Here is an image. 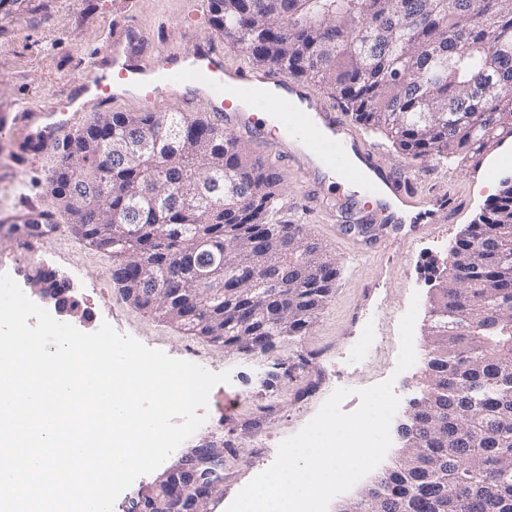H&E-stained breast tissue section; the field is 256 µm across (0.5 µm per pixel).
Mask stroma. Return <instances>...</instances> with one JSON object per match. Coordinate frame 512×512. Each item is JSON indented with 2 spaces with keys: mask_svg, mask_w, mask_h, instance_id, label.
<instances>
[{
  "mask_svg": "<svg viewBox=\"0 0 512 512\" xmlns=\"http://www.w3.org/2000/svg\"><path fill=\"white\" fill-rule=\"evenodd\" d=\"M209 18V11H196L190 0H7L0 6V216L22 212L24 202L46 196L60 161L55 153L20 162L13 136L17 112L63 98L76 74L84 72L89 53L104 48L116 22L136 21L149 50L162 51L214 38ZM371 141L381 148L387 166L406 171L418 191L452 184L465 201L462 211L433 234L354 264L346 258L353 239L337 227L360 223L362 200L337 214L331 226L322 215L304 210L306 186L283 175L280 204L298 208V222L308 225L340 275L313 326L264 352L244 354L210 343L133 306L112 280L111 258L81 242L64 217H57L58 231L42 237L31 257L20 249V233L0 231V273L26 292L39 268L66 280L79 305L80 316L72 321L77 329L92 332L107 322L170 357L214 373L229 372V381L211 390L202 426L170 456L175 462L207 444L222 447L224 469L207 512H226L258 469L273 463L279 444L308 424L335 389H349L342 403L348 413L360 405L359 389L389 379L400 408L422 390L431 353L428 309L437 284L433 260L446 255L484 201L497 194L501 180L512 176V144L491 150L474 168L434 161L421 165L397 153L382 136ZM379 273L383 287L364 298V284ZM414 300L419 303L416 362L400 373L399 324ZM225 398L233 407L223 414L219 406Z\"/></svg>",
  "mask_w": 512,
  "mask_h": 512,
  "instance_id": "obj_1",
  "label": "stroma"
}]
</instances>
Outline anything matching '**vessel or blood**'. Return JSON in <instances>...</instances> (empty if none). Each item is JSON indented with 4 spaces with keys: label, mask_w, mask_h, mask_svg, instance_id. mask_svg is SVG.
I'll return each mask as SVG.
<instances>
[{
    "label": "vessel or blood",
    "mask_w": 512,
    "mask_h": 512,
    "mask_svg": "<svg viewBox=\"0 0 512 512\" xmlns=\"http://www.w3.org/2000/svg\"><path fill=\"white\" fill-rule=\"evenodd\" d=\"M146 45L134 24L115 23L73 94L52 110L28 106L18 113L19 153L53 151L105 103L131 101L153 112L172 103L186 117L229 125L242 139L261 144L267 158L312 185L309 208L331 216L353 196L374 200L370 238L379 249L437 230L459 212L453 188L413 191L362 133L279 68H227L224 49L214 42L153 54Z\"/></svg>",
    "instance_id": "obj_1"
}]
</instances>
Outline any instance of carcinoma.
I'll return each mask as SVG.
<instances>
[{
    "label": "carcinoma",
    "mask_w": 512,
    "mask_h": 512,
    "mask_svg": "<svg viewBox=\"0 0 512 512\" xmlns=\"http://www.w3.org/2000/svg\"><path fill=\"white\" fill-rule=\"evenodd\" d=\"M211 27L260 65L279 67L336 94L344 111L417 163L479 165L512 141V0H210ZM69 140L52 180V200L82 211L72 231L112 238V279L140 290L143 308L169 291L201 336L229 326L271 342L266 322L305 332L325 305L339 269L304 224L282 219L281 177L224 128L180 112H111ZM147 137L151 148L112 162L106 181L87 178L112 141ZM211 191L200 194L198 186ZM512 184L483 204L456 241L463 257L435 288L440 325L427 362L428 411L408 421L406 465L383 473L387 497L372 512H512ZM267 246L264 274L287 284L266 301L268 318L233 285L253 287L247 244ZM224 308L193 304L175 288L205 294L224 274ZM479 319L474 335L448 322Z\"/></svg>",
    "instance_id": "1"
}]
</instances>
